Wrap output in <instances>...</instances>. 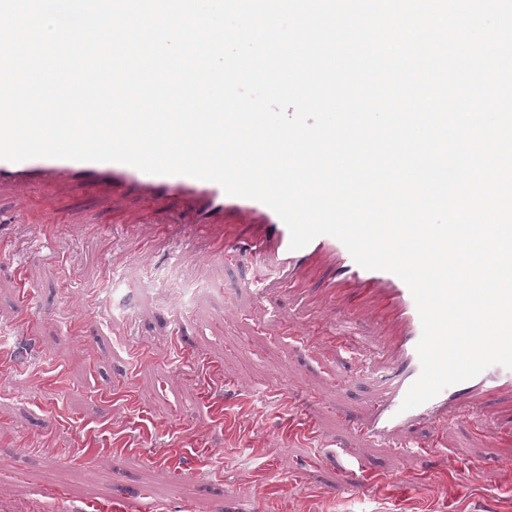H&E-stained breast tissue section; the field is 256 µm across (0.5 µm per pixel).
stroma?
Segmentation results:
<instances>
[{
    "instance_id": "1",
    "label": "stroma",
    "mask_w": 512,
    "mask_h": 512,
    "mask_svg": "<svg viewBox=\"0 0 512 512\" xmlns=\"http://www.w3.org/2000/svg\"><path fill=\"white\" fill-rule=\"evenodd\" d=\"M47 249L12 225L0 247V512H512V397L478 424L421 430L398 449L351 426L378 394L373 323L327 331L335 308L300 310L287 290L256 299L245 259L207 258L201 241L133 254L55 224ZM307 321L295 336L289 321ZM48 440L34 454L23 443ZM367 483L368 498L353 494Z\"/></svg>"
}]
</instances>
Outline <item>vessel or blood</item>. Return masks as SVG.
Here are the masks:
<instances>
[{
	"label": "vessel or blood",
	"mask_w": 512,
	"mask_h": 512,
	"mask_svg": "<svg viewBox=\"0 0 512 512\" xmlns=\"http://www.w3.org/2000/svg\"><path fill=\"white\" fill-rule=\"evenodd\" d=\"M131 186L136 187L141 200L148 203L167 195L177 196L182 202L183 219L150 212L146 215L147 221L157 225L160 237L165 239L185 231L206 235L211 256L220 258L233 249L232 242L224 236L225 218H232L234 223L246 227L248 235L241 245L255 262L256 274L249 285L256 295H263L270 283L280 280L296 291H304L303 267L311 257L321 256L342 271L359 292L382 300L397 331L390 337L381 330L376 333V343L383 346L382 361L378 365L382 387L370 413L357 422L356 428L375 442L398 441L406 461L415 458L413 449L418 445L415 436L418 428L451 424L461 418L466 408L504 393L512 394V369L495 364L471 379L445 388L420 406L402 410L404 397L421 371L417 353L421 320L406 283L392 272L359 266L344 245L328 235L315 238L301 249H290L289 230L270 207L257 200L227 195L215 182L181 175L147 174L116 162L0 159V192H10L15 200L9 213L0 214V222L29 224L36 229L65 222V214L36 204L34 192L41 187H64L100 195L111 209L118 211Z\"/></svg>",
	"instance_id": "b4317fda"
}]
</instances>
